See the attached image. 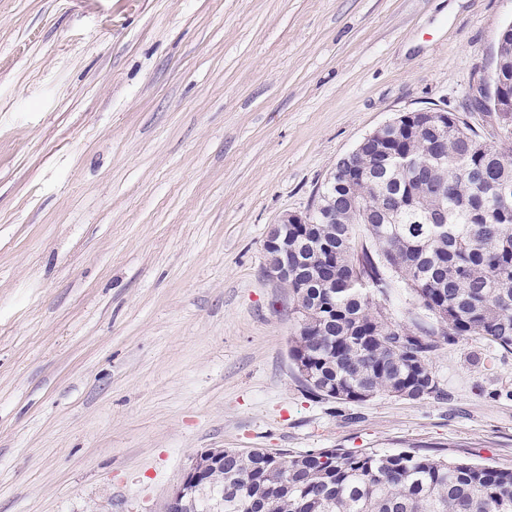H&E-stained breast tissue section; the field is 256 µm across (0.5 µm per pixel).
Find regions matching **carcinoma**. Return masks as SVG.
Returning a JSON list of instances; mask_svg holds the SVG:
<instances>
[{
    "label": "carcinoma",
    "mask_w": 512,
    "mask_h": 512,
    "mask_svg": "<svg viewBox=\"0 0 512 512\" xmlns=\"http://www.w3.org/2000/svg\"><path fill=\"white\" fill-rule=\"evenodd\" d=\"M508 27L496 65L512 74ZM334 172L310 228L288 227L297 262L280 279L297 314L289 357L307 392L423 401L443 394L435 337L511 351L512 155L453 112H420L405 129H376ZM395 288L412 299L403 321L387 307ZM211 476L223 512H512V468L419 450L226 448Z\"/></svg>",
    "instance_id": "carcinoma-1"
}]
</instances>
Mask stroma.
<instances>
[{
  "label": "stroma",
  "instance_id": "stroma-1",
  "mask_svg": "<svg viewBox=\"0 0 512 512\" xmlns=\"http://www.w3.org/2000/svg\"><path fill=\"white\" fill-rule=\"evenodd\" d=\"M512 0H0V512H165L210 448L512 467V353L444 393L312 398L267 232L406 112L507 151ZM508 27H510V31H507ZM496 56V67L491 77L493 91L489 96H485L486 101L482 106L487 111L497 114L495 112L497 103L498 112H512V77L509 75V73L512 74V23L507 24L501 32ZM497 66L501 71L507 70L509 73L500 74L496 86V95L494 96Z\"/></svg>",
  "mask_w": 512,
  "mask_h": 512
}]
</instances>
